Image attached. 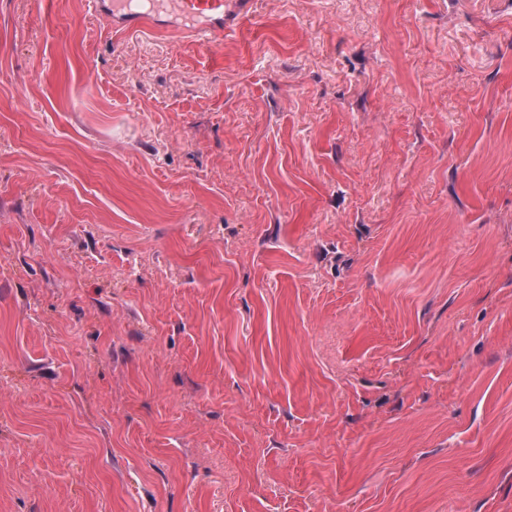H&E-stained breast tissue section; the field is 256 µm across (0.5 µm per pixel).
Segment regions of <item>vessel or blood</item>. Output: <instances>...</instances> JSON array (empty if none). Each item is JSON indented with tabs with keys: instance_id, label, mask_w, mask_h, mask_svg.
Wrapping results in <instances>:
<instances>
[{
	"instance_id": "1",
	"label": "vessel or blood",
	"mask_w": 512,
	"mask_h": 512,
	"mask_svg": "<svg viewBox=\"0 0 512 512\" xmlns=\"http://www.w3.org/2000/svg\"><path fill=\"white\" fill-rule=\"evenodd\" d=\"M89 5L120 34L158 30L163 12L171 6L193 37L211 43L224 35V0H146L142 11L136 10L134 0H89Z\"/></svg>"
}]
</instances>
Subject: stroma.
<instances>
[{
	"label": "stroma",
	"instance_id": "1",
	"mask_svg": "<svg viewBox=\"0 0 512 512\" xmlns=\"http://www.w3.org/2000/svg\"><path fill=\"white\" fill-rule=\"evenodd\" d=\"M0 512H512V0H0ZM145 11L135 10L133 0H89L91 10L102 17L115 33L153 32L159 27L174 26L173 19L163 17L166 7H174L189 26L179 30L207 43L224 37V0H147ZM163 21L169 22L163 24Z\"/></svg>",
	"mask_w": 512,
	"mask_h": 512
}]
</instances>
